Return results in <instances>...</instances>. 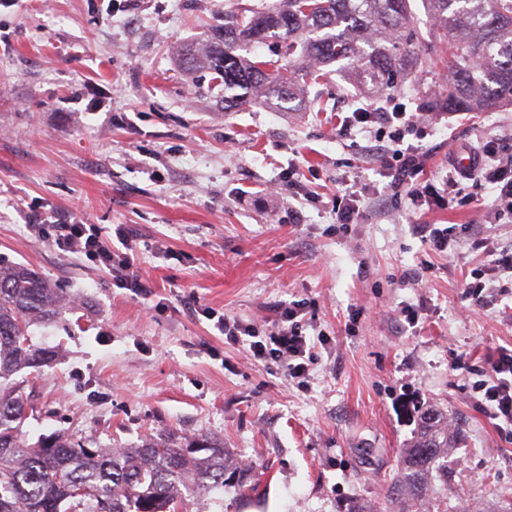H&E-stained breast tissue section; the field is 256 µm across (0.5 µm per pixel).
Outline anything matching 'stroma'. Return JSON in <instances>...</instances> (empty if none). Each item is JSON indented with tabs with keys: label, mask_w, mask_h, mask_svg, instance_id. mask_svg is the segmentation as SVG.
<instances>
[{
	"label": "stroma",
	"mask_w": 512,
	"mask_h": 512,
	"mask_svg": "<svg viewBox=\"0 0 512 512\" xmlns=\"http://www.w3.org/2000/svg\"><path fill=\"white\" fill-rule=\"evenodd\" d=\"M269 0H0V259L26 265L73 300L30 328L56 350L17 378L29 440L61 433L103 448L152 434L205 433L258 485L189 494L185 512H344L379 507L421 408L461 425L452 450L458 500L512 499V439L478 408L486 358L512 346V299L479 308L464 294L478 248L512 245L493 224L492 189L452 209L410 210L383 190L371 142L341 136L340 113L384 99L329 73L295 110L253 100L224 111L209 74L179 65L225 15ZM445 66L398 80L408 110L445 91ZM321 99L324 111L312 110ZM512 133V104L438 124L422 142L435 179L481 133ZM302 194H276L289 165ZM361 193L356 223L329 201ZM301 209L294 222L292 209ZM78 214L102 235L138 237L134 264L152 293L123 288L98 263L39 238L19 210ZM416 224L471 228L452 254L428 251ZM423 273L425 285L407 281ZM304 301L307 337L323 336L308 383L226 343L213 316L269 330L272 305Z\"/></svg>",
	"instance_id": "35a3bbf8"
}]
</instances>
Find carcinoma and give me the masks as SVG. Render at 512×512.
<instances>
[{
	"mask_svg": "<svg viewBox=\"0 0 512 512\" xmlns=\"http://www.w3.org/2000/svg\"><path fill=\"white\" fill-rule=\"evenodd\" d=\"M429 36L448 47L450 80L435 110L490 112L512 101V0H424ZM414 16L410 0H278L251 15H232L212 28L203 47L182 55L187 70L208 69L224 85V111L259 95L280 110L300 81L324 77L334 62L379 90L424 69L428 61L400 48ZM269 44L296 69L240 52ZM66 303L29 268L0 260V512H181L183 492L255 490L248 471L228 463L224 442L207 434H160L132 448H101L90 439L51 434L29 443L22 427L28 399L14 376L54 359L28 335ZM456 445L448 415L429 407L419 432L400 456L387 499L401 512H448V464Z\"/></svg>",
	"mask_w": 512,
	"mask_h": 512,
	"instance_id": "cac0c4a2",
	"label": "carcinoma"
}]
</instances>
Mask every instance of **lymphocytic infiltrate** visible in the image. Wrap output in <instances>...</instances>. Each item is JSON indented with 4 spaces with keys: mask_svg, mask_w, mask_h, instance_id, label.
<instances>
[{
    "mask_svg": "<svg viewBox=\"0 0 512 512\" xmlns=\"http://www.w3.org/2000/svg\"><path fill=\"white\" fill-rule=\"evenodd\" d=\"M343 128L361 127L375 141L380 162V175L386 178V191L396 198H404L415 210L430 203L466 205L473 201L471 193H463L465 183L474 189L492 186L495 198L493 219L499 224L512 223V144H506L504 135L491 134L478 140L472 151L475 168L471 171L449 165L442 187L422 183L426 154L420 144L431 122L407 112L398 99H387L385 105L360 107L342 123ZM416 136V143H406V136ZM23 220L30 228L45 237L53 238L68 252L92 258L136 293H147L149 286L132 269L130 258L118 257L117 248L133 250L132 233L121 230L115 239L92 233L80 219H62L48 213L32 211ZM464 293L476 306L486 308L499 298L512 296V250L500 251L492 264L491 276L475 274L467 282ZM301 302L279 305V316L267 339H259L250 324L224 319L218 324L228 343L248 342L255 360L283 367L288 379H305L315 359V344L303 332L299 316ZM478 403L487 418L502 432L512 434V347L498 348L489 355L481 378L474 384Z\"/></svg>",
    "mask_w": 512,
    "mask_h": 512,
    "instance_id": "obj_1",
    "label": "lymphocytic infiltrate"
}]
</instances>
